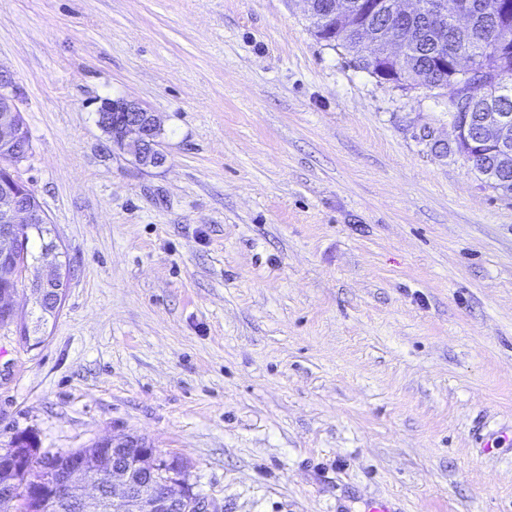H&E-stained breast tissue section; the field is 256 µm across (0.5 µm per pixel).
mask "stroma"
Masks as SVG:
<instances>
[{"instance_id": "1", "label": "stroma", "mask_w": 512, "mask_h": 512, "mask_svg": "<svg viewBox=\"0 0 512 512\" xmlns=\"http://www.w3.org/2000/svg\"><path fill=\"white\" fill-rule=\"evenodd\" d=\"M0 69L70 270L41 343L0 328V449L138 436L219 512H512V196L449 89L359 68L304 0H0ZM97 115L99 126L112 130L105 129L113 144L130 154L139 165L154 168L165 164L166 155L158 140L160 123L147 107L136 101L105 99ZM482 171H477L489 187L501 191L504 195H512V164L502 162L494 154L485 157Z\"/></svg>"}]
</instances>
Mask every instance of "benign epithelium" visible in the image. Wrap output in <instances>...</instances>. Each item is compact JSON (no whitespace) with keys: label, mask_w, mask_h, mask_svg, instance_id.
<instances>
[{"label":"benign epithelium","mask_w":512,"mask_h":512,"mask_svg":"<svg viewBox=\"0 0 512 512\" xmlns=\"http://www.w3.org/2000/svg\"><path fill=\"white\" fill-rule=\"evenodd\" d=\"M413 13L400 12L396 20L385 25L391 41L406 42L412 36L408 27ZM465 51L458 48L452 55H443V60L453 63L456 72V89L448 98L449 120L457 132V151L473 168L483 163L486 149L502 140L493 141L485 133L477 132L471 124L475 99L486 89L497 84V78L484 71L461 66ZM15 81L0 69V188L17 191L19 195L30 196L33 190L15 177L12 168L20 163L12 155L17 142L28 135L27 128L19 124L16 114ZM98 124L112 130V142L130 154L141 166L161 167L166 155L160 149L158 135L161 132L156 115L136 101L105 99L97 110ZM46 221L44 211L12 199L0 205V241L3 252L0 257L18 262V242L22 239V226L41 224ZM102 444L112 447V496L115 502H133L137 512H219L206 497L188 488L172 470L173 464L158 455L153 448L145 447L135 454H127L125 440H104ZM4 457L17 473L27 477L33 457L29 448H8ZM84 480L96 486L101 485L100 476L82 455L70 459L69 466L44 478H27L22 486L6 487L0 484V501H16L20 510L34 499L45 496L59 502L67 501L74 484Z\"/></svg>","instance_id":"1"}]
</instances>
